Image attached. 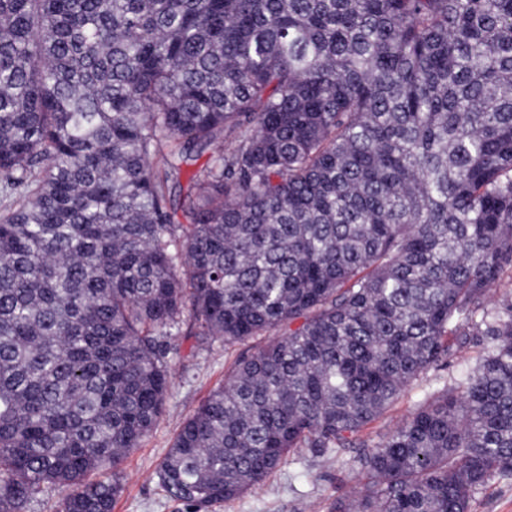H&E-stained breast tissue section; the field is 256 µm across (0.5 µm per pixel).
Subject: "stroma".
<instances>
[{
	"label": "stroma",
	"instance_id": "35a3bbf8",
	"mask_svg": "<svg viewBox=\"0 0 512 512\" xmlns=\"http://www.w3.org/2000/svg\"><path fill=\"white\" fill-rule=\"evenodd\" d=\"M189 324L166 331L171 370L170 385L155 428L132 449L118 471L123 490L113 512H336L337 501L352 502L365 494L371 480L353 463L355 449L314 455L300 449L287 455L280 468L239 498L201 509L170 499L162 490L157 470L182 423L249 349L264 345L257 336L227 344L214 337L204 341L189 334ZM488 343L479 336L454 348L438 366L411 381L399 397L363 431L369 444L382 443L421 406L457 386L485 354Z\"/></svg>",
	"mask_w": 512,
	"mask_h": 512
}]
</instances>
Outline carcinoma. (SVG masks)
I'll list each match as a JSON object with an SVG mask.
<instances>
[{
  "label": "carcinoma",
  "mask_w": 512,
  "mask_h": 512,
  "mask_svg": "<svg viewBox=\"0 0 512 512\" xmlns=\"http://www.w3.org/2000/svg\"><path fill=\"white\" fill-rule=\"evenodd\" d=\"M241 129L233 146L224 131ZM189 174L174 221L172 167ZM0 512H112L162 414L157 336L269 340L158 481L213 506L359 448L358 512H470L512 474V0H0ZM470 336L474 371L359 432ZM66 491L58 486H46L25 507V512H58V506Z\"/></svg>",
  "instance_id": "1"
}]
</instances>
